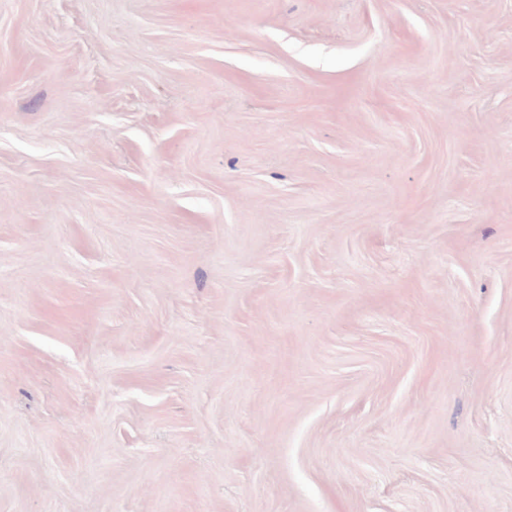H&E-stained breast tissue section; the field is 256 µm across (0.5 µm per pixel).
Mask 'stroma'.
Masks as SVG:
<instances>
[{"label":"stroma","instance_id":"stroma-1","mask_svg":"<svg viewBox=\"0 0 512 512\" xmlns=\"http://www.w3.org/2000/svg\"><path fill=\"white\" fill-rule=\"evenodd\" d=\"M0 512H512V0H0Z\"/></svg>","mask_w":512,"mask_h":512}]
</instances>
